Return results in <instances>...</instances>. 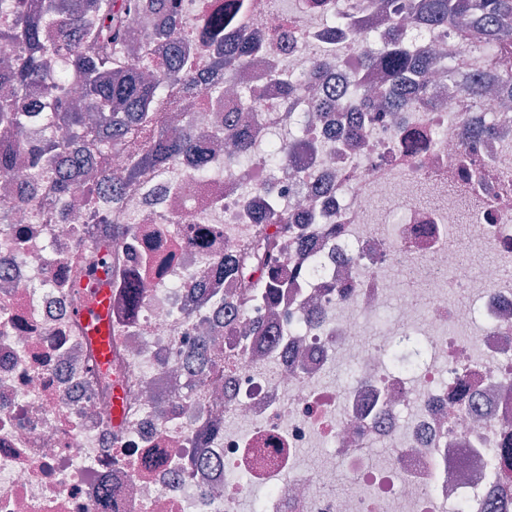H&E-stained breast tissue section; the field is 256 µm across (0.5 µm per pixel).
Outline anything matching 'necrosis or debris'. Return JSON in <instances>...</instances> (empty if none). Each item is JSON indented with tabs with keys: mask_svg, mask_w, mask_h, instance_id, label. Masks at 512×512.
I'll return each mask as SVG.
<instances>
[{
	"mask_svg": "<svg viewBox=\"0 0 512 512\" xmlns=\"http://www.w3.org/2000/svg\"><path fill=\"white\" fill-rule=\"evenodd\" d=\"M341 2L379 42L401 22L462 74L479 68L447 24L405 21L384 0ZM239 10L225 40L247 29L264 59L247 79H224L223 97L195 92L179 115L207 146L212 178L198 179L185 157L174 172L143 173L119 209L105 184L95 214L62 203L46 221L49 193L28 167L0 177V215L10 216L0 224V512H512V480L492 461L512 440V108L449 92L443 69L419 75L424 91L370 125L357 148L345 144L339 109L307 122L291 163L240 166L222 137L241 123L244 92L261 104L251 121L259 142L308 109L281 95L275 71L331 55L316 99L357 75L375 89L389 77L356 69V36L331 27L326 9L239 0ZM472 124L484 129L480 184L455 194ZM14 183L30 184L29 205L17 206ZM272 200L312 217L304 245L282 256L290 288L278 312L262 299L239 312L265 335L234 349L216 336L212 369L198 374L189 357L204 327L239 293L218 258L251 240L244 206L262 212ZM108 222L128 227L109 258L144 277L135 309L112 303L125 348L119 432L82 356L90 339L70 290L89 283L81 258ZM463 240L478 272L460 267ZM350 363L353 380L333 382ZM320 447L325 455L307 462ZM338 471L350 480L344 495L323 487Z\"/></svg>",
	"mask_w": 512,
	"mask_h": 512,
	"instance_id": "4bbe7bcc",
	"label": "necrosis or debris"
}]
</instances>
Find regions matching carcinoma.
<instances>
[{"instance_id": "carcinoma-1", "label": "carcinoma", "mask_w": 512, "mask_h": 512, "mask_svg": "<svg viewBox=\"0 0 512 512\" xmlns=\"http://www.w3.org/2000/svg\"><path fill=\"white\" fill-rule=\"evenodd\" d=\"M0 0V12L11 18L0 28V44L17 48L16 56L0 68V132L16 135L15 146L0 153V176L6 175L25 156L35 172L45 169L52 158L51 171L61 168L74 155L103 154L114 146L128 149V165L112 176V204L119 205L121 190L146 170L172 164L183 156H195L206 167L205 152L196 139L180 128L168 125L166 113L175 104L169 87L197 86L196 71L180 59L181 37L177 18L182 0ZM397 11L415 18L424 15L440 22L452 21L462 47L479 49L485 57L484 79L466 82L448 68L452 88L477 101L487 89L501 99L512 100V0H403ZM144 18L151 22L143 39L153 45L137 52L131 22ZM363 67H385L390 85L368 94L360 83L351 87V96L377 122L386 112L409 101L417 91L411 75L428 72L439 59L428 46L411 43L405 29L396 26L392 37L380 48L373 46L368 33L356 31ZM193 50L207 59L214 72L235 71L255 54L259 46L243 31L239 43L224 48L220 30H213ZM332 66L327 57L309 62L305 71L280 79L285 96L297 97L305 86ZM38 96L41 119L49 139L27 145L23 127L28 113L25 99ZM298 141L290 130L267 143L262 155L273 164L292 159ZM239 160L247 165L257 154V145L246 137H236ZM253 243L238 255L223 259L224 276L239 283L241 300H271L284 287L281 259L285 242L298 233L288 215L277 209L257 220Z\"/></svg>"}]
</instances>
